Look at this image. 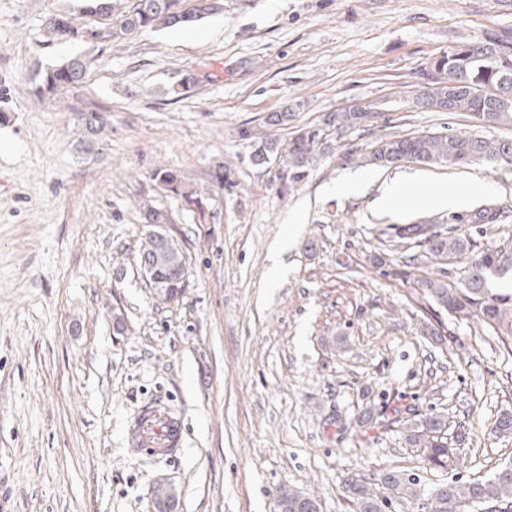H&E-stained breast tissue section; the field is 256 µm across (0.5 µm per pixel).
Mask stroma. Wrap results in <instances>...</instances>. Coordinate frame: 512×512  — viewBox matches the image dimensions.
<instances>
[{
    "instance_id": "35a3bbf8",
    "label": "stroma",
    "mask_w": 512,
    "mask_h": 512,
    "mask_svg": "<svg viewBox=\"0 0 512 512\" xmlns=\"http://www.w3.org/2000/svg\"><path fill=\"white\" fill-rule=\"evenodd\" d=\"M78 4L0 0V512H153L158 486L175 512H279L288 489L354 512V475L399 471L426 494L511 461L494 424L512 410V348L423 298L421 279L458 283L463 267L406 266L397 231L511 205L512 169L368 170L339 158L354 133L283 198L241 131L289 107L286 138L356 101L403 136L469 127L411 98L431 58L512 30V0H224L188 28L50 40L46 16ZM74 56L88 63L79 88L34 95L35 70ZM98 106L109 116L92 136L82 113ZM365 173V192H337ZM394 180L406 190L389 211L376 200ZM439 189L463 205L430 204ZM149 209L188 256L169 303L136 263ZM155 399L183 412L176 456L126 448L128 420ZM432 412L455 469L406 440Z\"/></svg>"
}]
</instances>
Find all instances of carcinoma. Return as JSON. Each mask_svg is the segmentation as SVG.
Wrapping results in <instances>:
<instances>
[{"label":"carcinoma","instance_id":"carcinoma-1","mask_svg":"<svg viewBox=\"0 0 512 512\" xmlns=\"http://www.w3.org/2000/svg\"><path fill=\"white\" fill-rule=\"evenodd\" d=\"M78 22L70 13H56L47 18L48 33L60 42L89 40L99 19L118 24L113 37L141 30L191 25L223 7L221 0H134L126 10L116 7L117 0H80ZM424 94L430 99L448 101V111L468 115L484 127L512 126V31L490 33L477 45L458 44L433 57L428 62ZM448 73L450 84L432 80L431 73ZM87 64L76 56L68 61L35 74L34 94L42 98L71 91L83 84ZM293 113L285 108L269 113L263 127L255 135L245 131L251 140L250 160L256 166L266 164L265 157L276 160V177L281 182L280 195L290 193L309 174L321 155L334 152L333 134H370V127L380 113L366 116L360 112H328L317 124L302 128L297 134L282 139L274 130L292 120ZM410 157L419 164H448L464 167L484 162L494 167L512 168V138L481 136L469 131L423 133L409 136L389 133L342 154L343 159L365 165L391 166V160ZM455 221L470 224H509L512 207L487 203ZM399 237L423 248V253L440 261L463 262L462 286L443 280L426 278L421 291L449 316L474 321L492 329L502 343L512 344V291L498 292L488 287V278L512 270V238L489 246H479L468 234L454 230L443 232L435 224H412L399 229ZM158 259L154 279L163 286L183 288L179 281L186 256L181 250L163 249L158 233L147 234L141 243L138 259ZM407 439L417 448L428 452V462L446 468L458 462L457 451L448 446L447 418L430 413L410 423ZM418 483L407 474L387 471L375 477L353 478L346 484L355 505V512H385L390 499L414 500ZM280 512H318L317 502L298 492H288L280 498ZM512 512V461L499 467L484 481H452L435 488L427 498V512Z\"/></svg>","mask_w":512,"mask_h":512}]
</instances>
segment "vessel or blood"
I'll return each mask as SVG.
<instances>
[{"mask_svg": "<svg viewBox=\"0 0 512 512\" xmlns=\"http://www.w3.org/2000/svg\"><path fill=\"white\" fill-rule=\"evenodd\" d=\"M126 444L140 455H176L183 445L180 411L161 400L143 406L128 423Z\"/></svg>", "mask_w": 512, "mask_h": 512, "instance_id": "1", "label": "vessel or blood"}]
</instances>
